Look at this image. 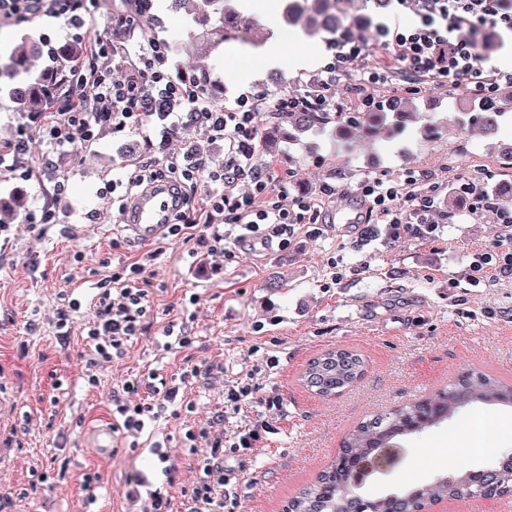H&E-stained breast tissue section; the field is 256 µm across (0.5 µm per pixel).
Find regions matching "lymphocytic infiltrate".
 <instances>
[{"label":"lymphocytic infiltrate","mask_w":512,"mask_h":512,"mask_svg":"<svg viewBox=\"0 0 512 512\" xmlns=\"http://www.w3.org/2000/svg\"><path fill=\"white\" fill-rule=\"evenodd\" d=\"M412 10L415 25H377L371 41L353 33L336 35L329 42L334 60L325 66L315 82V91H304L279 98L281 112L308 109L329 110L333 100L330 88L344 69L361 62L369 44L394 49L406 67L421 80L455 89L466 86L479 104H490L502 87H512V71L489 70L476 50L477 38L486 29L512 32V0H397ZM80 0H0V13L25 19L39 15L64 17L65 27L79 37L88 30V21L80 9ZM122 47L107 35L98 36L91 54L92 64L76 63L78 76L62 102L56 103L45 133L55 147L64 148L90 142L97 130L113 127L150 128L166 151L177 133L178 111H186L190 120L203 129L209 141L223 142L224 158L217 164L201 159L180 164L168 155L167 171L177 174L181 184L197 189L206 183L207 211L203 224L187 220L168 225L165 239L186 243L194 230L206 232L212 251L228 253L225 225L240 227V244L277 242L288 247L298 224L304 223L314 205L311 201L289 197L286 185L275 184L266 168L253 161L252 143L257 135L260 99L241 94L233 104L216 101L206 83L197 75L178 67L170 44L151 37L134 50L127 77L114 79L102 71L96 58L116 55ZM415 178L397 185L379 177H366L360 184L361 198L376 223L386 225L390 239L402 234L434 233L438 225L432 215L435 198L414 189ZM405 207H398V200ZM154 275L146 261L137 259L112 272L110 284L100 287L96 307L85 336L82 358L84 379L97 386V370L122 358L129 342L150 327L149 286ZM210 366L201 360L190 369L172 374L170 379L156 374L125 379L112 390V430L134 436L151 434L156 423L174 413L183 383L201 376ZM260 366H253L243 378L228 385L224 403L211 419L188 428L185 437L196 448L193 468L195 481L181 493L191 501L189 512H224V452L253 450L268 429L267 423L253 425L226 438L222 430L228 412L243 402L256 399L260 385L256 381Z\"/></svg>","instance_id":"obj_1"}]
</instances>
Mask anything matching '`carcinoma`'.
<instances>
[{"instance_id": "cac0c4a2", "label": "carcinoma", "mask_w": 512, "mask_h": 512, "mask_svg": "<svg viewBox=\"0 0 512 512\" xmlns=\"http://www.w3.org/2000/svg\"><path fill=\"white\" fill-rule=\"evenodd\" d=\"M222 0H171L176 12H206ZM351 0H289L285 11L288 24L305 32H325L330 37L349 30L365 39L372 31L368 19H356L347 12ZM41 53L39 43L24 39L14 49L7 62L0 63V85L9 87L11 95L23 103L33 116L44 114L46 99L55 82L30 80L27 62ZM498 105L492 109L479 108L475 114L463 113V118L493 135L500 124L509 118L512 90L497 93ZM336 118V114L316 109L300 112H278L276 123L268 132L269 144H274L282 127L304 134L318 125ZM367 371L366 360L353 350L334 348L311 359L302 372V383L322 398L333 397L356 386ZM512 405V388L499 383L490 375L471 370L448 383V388L436 394L411 402L388 413L375 414L353 429L342 443L337 459L317 479L288 502L284 512H416L425 501L456 499L469 490L486 489L496 483L512 485V458L498 462L488 470L454 469L430 482L410 489L383 494L374 499L359 500L346 494L355 472L357 461L369 460L383 449L394 455L392 440L408 435L412 424L427 429L473 404Z\"/></svg>"}]
</instances>
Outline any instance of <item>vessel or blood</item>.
<instances>
[{
    "label": "vessel or blood",
    "instance_id": "vessel-or-blood-1",
    "mask_svg": "<svg viewBox=\"0 0 512 512\" xmlns=\"http://www.w3.org/2000/svg\"><path fill=\"white\" fill-rule=\"evenodd\" d=\"M177 207L178 202L170 188L154 183L131 200L120 220L135 238L152 241L162 234Z\"/></svg>",
    "mask_w": 512,
    "mask_h": 512
}]
</instances>
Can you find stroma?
<instances>
[{"instance_id": "obj_1", "label": "stroma", "mask_w": 512, "mask_h": 512, "mask_svg": "<svg viewBox=\"0 0 512 512\" xmlns=\"http://www.w3.org/2000/svg\"><path fill=\"white\" fill-rule=\"evenodd\" d=\"M288 0H267L270 24L238 16L224 26L216 14L206 20L153 5L138 16L133 0H95L94 24L110 29L114 16L135 18L120 29L118 41L136 45L143 23L176 48L181 65L196 70L211 95L230 104L244 91L262 98L259 128L268 127L270 111L283 92H300L319 78L328 57L322 35L296 30L281 62L260 70L248 84L237 78L236 62L257 63L255 49L274 37L286 22ZM57 48L67 40L61 20L26 21L0 16V54L9 55L23 37ZM386 70L388 85L375 87L380 97L407 101L418 117L402 129L386 118L376 131L353 129L349 137L335 123L281 140L276 152L256 141L255 160L274 179L287 183L291 195L318 200L316 225L300 224L287 249L235 250L232 259L209 254L196 242V259L178 243L141 242L118 226V207L98 198L107 181L126 178L136 161L158 155L155 140L138 130H106L89 143L56 149L49 145L41 120L0 92V141L26 128L29 151L24 162L33 171L27 181L0 172V200L17 190L27 197L25 213L10 221L0 238V494L11 499L10 512H138L127 496V481L141 473L155 477L158 461L147 449L131 448L114 436L111 454L94 446L97 430L109 421V393L123 376L154 371L170 377L180 367L207 360L213 370L185 390L179 417L160 421L154 435L180 464L179 480L190 484L186 468L191 450L188 426L205 423L222 403L225 385L261 365L264 393L279 398L281 408L243 405L224 425L225 432L269 422L264 445L254 451L226 453L232 495L224 512H282L331 462L349 431L367 416L386 412L432 395L458 372L476 368L512 386V268L493 259L478 276L466 277L494 243L512 237L493 213L466 200L447 210L449 193L463 183L488 188L512 180L491 139L481 128L460 123L459 105L468 94L431 86L412 90L405 65L393 50L376 45L360 66L350 67L336 85L334 109L356 110V86L364 70ZM386 176L395 183L418 179L435 198V235L406 234L392 241L381 224L339 222L340 214L359 205L364 176ZM65 193H58V185ZM48 208L56 221L26 227L25 214ZM99 212L100 222L90 221ZM121 249H113V240ZM157 251L150 301L154 328L167 321L186 322L196 341L191 348L165 351L153 335L134 340L119 361L98 370V387L82 378L78 353L83 329L92 318L86 301L111 275L109 259H135ZM74 295L83 306L68 335L55 326L61 297ZM197 304H190V295ZM353 349L365 357L367 372L351 390L329 399L307 391L299 381L306 364L325 350ZM61 389H54V382ZM62 404L52 409L50 399ZM26 433H14L23 415ZM483 420L482 445L469 449L467 432ZM70 435L65 450L55 447L58 431ZM395 458L365 471L357 494L373 498L432 480L449 466L483 470L512 454V406L475 405L423 432L396 440ZM280 456L268 464L269 449ZM100 470L103 483L95 503H85L79 485L85 473ZM46 473L34 482L33 472Z\"/></svg>"}]
</instances>
